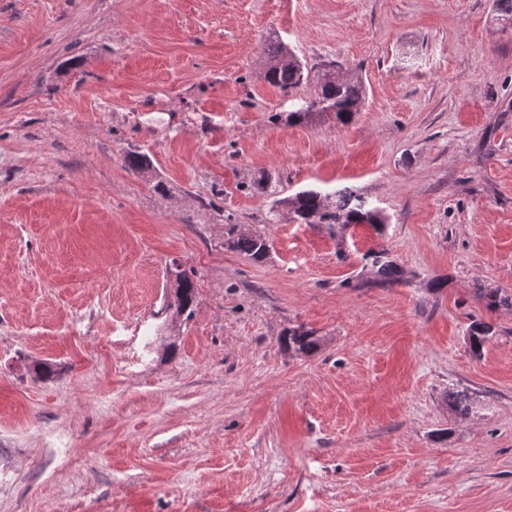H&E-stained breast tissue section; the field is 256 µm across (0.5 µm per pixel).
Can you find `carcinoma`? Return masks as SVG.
I'll return each instance as SVG.
<instances>
[{
	"mask_svg": "<svg viewBox=\"0 0 512 512\" xmlns=\"http://www.w3.org/2000/svg\"><path fill=\"white\" fill-rule=\"evenodd\" d=\"M303 77V67L294 51L284 44H273L268 51L264 79L274 86L291 91L302 82ZM364 101L365 87L361 79H338L323 71L316 77L314 95L289 111L286 121L290 124L307 123L317 114L330 112L336 117V123L347 125L355 114L361 111ZM280 205L288 208L296 223L326 224L336 229L338 235L356 224H368L381 235L386 224L385 216L376 208H366L363 197L350 188L332 194L308 189L297 192L291 198L277 199L269 208L264 223L275 224L279 221ZM224 247L250 260L261 261L268 256L270 244L263 233L243 228V225L229 214L225 217ZM366 258L371 260L380 281L394 283L401 280L400 270L389 260L385 249H372ZM168 273L174 275L175 310L189 318L196 303L194 284L186 273L176 267L168 269ZM475 296L483 300L486 309L490 311L500 306L512 307V293L498 288L478 287ZM495 335V326L492 323L483 319L471 321L467 336L471 351L476 355L481 354L485 345ZM285 342L288 348L305 355L319 348V338L302 325L288 329ZM448 404L455 412L466 416L472 409L473 398L464 390H453L448 393Z\"/></svg>",
	"mask_w": 512,
	"mask_h": 512,
	"instance_id": "cac0c4a2",
	"label": "carcinoma"
}]
</instances>
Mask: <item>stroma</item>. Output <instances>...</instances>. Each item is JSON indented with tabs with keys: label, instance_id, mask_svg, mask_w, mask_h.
<instances>
[{
	"label": "stroma",
	"instance_id": "35a3bbf8",
	"mask_svg": "<svg viewBox=\"0 0 512 512\" xmlns=\"http://www.w3.org/2000/svg\"><path fill=\"white\" fill-rule=\"evenodd\" d=\"M334 61L367 90L351 124L273 121ZM348 186L383 234L262 221ZM229 213L265 260L225 248ZM480 284L512 292L493 0H0V512H512V308ZM303 77V67L294 51L284 44L275 42L268 51L264 79L289 92L302 82ZM366 259H371V265L376 269L375 273L380 281L385 283H394L401 280V274L398 267L389 260L388 252L385 249H371ZM168 274L174 275V306L176 313L186 316L185 319L187 320L192 316L196 303L194 284L187 274L180 271L177 266L169 268ZM467 335L471 351L480 355L485 345L496 335L495 326L483 319H475L471 321ZM285 336V342L288 348L297 353L308 355L319 348L320 339L315 336L313 331L306 329L302 325L289 328Z\"/></svg>",
	"mask_w": 512,
	"mask_h": 512
}]
</instances>
